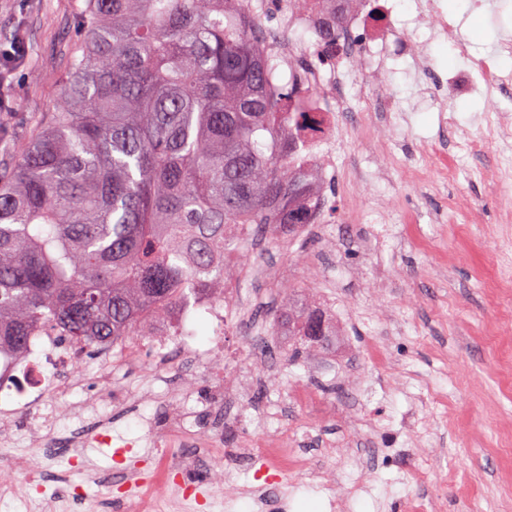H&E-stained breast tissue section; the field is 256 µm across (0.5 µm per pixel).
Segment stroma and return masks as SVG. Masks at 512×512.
<instances>
[{"label":"stroma","mask_w":512,"mask_h":512,"mask_svg":"<svg viewBox=\"0 0 512 512\" xmlns=\"http://www.w3.org/2000/svg\"><path fill=\"white\" fill-rule=\"evenodd\" d=\"M84 7L85 0H0V41L19 34L28 49L12 75L14 110L9 134L0 137V167L59 96ZM451 11L482 52L500 27L512 31V0L495 18L472 9L471 0H454ZM429 52L432 67L422 79L445 84L459 124L480 132L490 102L448 87L449 73L462 63L446 43H432ZM418 79L408 61L391 62L380 83L402 111L371 129L344 131L345 156L361 178L353 195L337 189L329 238L310 229L286 241L259 235L225 254L226 287H247L242 257L273 271L275 292L255 309L252 326L233 324L228 308L229 324L218 337L205 315L190 314L184 318L190 343L219 345L215 358L170 349L161 382L152 380L148 358L135 368H114L112 440L84 449L85 470L95 477L90 492L102 497L98 512H124L125 502L142 498L158 478L160 451L151 430L174 408L190 436L223 426L217 445L231 479H213L205 460L188 461L179 483L167 488L172 512H183L180 483L195 480L204 482L206 497L223 499L224 512H512V223L500 218L499 192L487 177L491 158H468L456 178L431 175L416 185L418 164L430 169L441 162L427 148L448 144L436 108L416 100ZM384 144L390 164L378 177L371 159ZM455 204L476 213L477 222L447 223ZM376 228L385 230L387 243L370 253L362 242ZM332 239L339 246L334 259L321 269L310 266L309 256ZM292 302L324 306L338 329L323 349L293 364L282 322ZM256 330L267 347V373L251 389L252 412L243 418L236 399L214 406L209 385L252 372ZM297 386L316 394L314 406L293 404ZM89 422L61 413L48 429L51 448L39 452L28 419L14 421L11 451L40 455L37 476L55 494L57 512H83L72 497L82 472L72 466L70 440ZM278 426L305 434L299 451L309 469L326 471L335 497L308 470L288 471L262 500L241 497L263 460L239 453L236 441Z\"/></svg>","instance_id":"35a3bbf8"}]
</instances>
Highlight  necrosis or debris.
Listing matches in <instances>:
<instances>
[{
  "instance_id": "1",
  "label": "necrosis or debris",
  "mask_w": 512,
  "mask_h": 512,
  "mask_svg": "<svg viewBox=\"0 0 512 512\" xmlns=\"http://www.w3.org/2000/svg\"><path fill=\"white\" fill-rule=\"evenodd\" d=\"M270 7L276 13V23L265 29L263 49L278 66V81L295 82L301 92L297 100L284 103L283 109L299 113L305 142L298 161L304 164L317 160L322 180L336 175L339 132L350 125L353 115H360L362 124L372 126L381 116L400 109L395 100L380 95L374 86L375 71L406 57L411 58L416 71H424L430 65L431 59L418 41V29H427L433 39L448 43L457 56L467 60L465 75L452 78L460 89L483 93L492 101L512 91V74L499 66L500 58L512 56V37H500L490 54L472 55L457 18L442 8L441 0H417L410 27L399 29L387 25L376 32L367 24L368 9L363 4L341 5L340 24L332 33L319 19L320 0H311L304 11L298 9L295 0H275ZM368 95L374 97L375 106L359 111V100ZM456 141L474 155L512 142V110L496 109L481 134L457 129ZM136 358L133 349L118 346L109 360L101 364L92 381L90 400L98 429L111 424V415L104 407L112 402L113 365L131 363ZM82 365V346L62 343L58 332L48 329L36 331L24 352L0 351L1 471L24 466L7 446L14 412L22 410L28 414L38 446L48 447L50 440L42 433L43 406L48 399H62L83 385ZM154 440L162 450L163 468L169 474H176L180 464L192 453L182 417L174 416L167 426L155 430ZM294 443V438L272 434L259 441H240L239 448L242 453L260 454L269 459L270 471L265 475V482L272 485L288 469L307 468L306 459L296 453Z\"/></svg>"
}]
</instances>
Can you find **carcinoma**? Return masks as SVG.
I'll list each match as a JSON object with an SVG mask.
<instances>
[{"mask_svg": "<svg viewBox=\"0 0 512 512\" xmlns=\"http://www.w3.org/2000/svg\"><path fill=\"white\" fill-rule=\"evenodd\" d=\"M248 0H86L63 91L0 169V349L42 326L84 349L144 336L224 296L245 224L292 234L325 201L299 166L302 127L276 111ZM329 325L288 307L302 348Z\"/></svg>", "mask_w": 512, "mask_h": 512, "instance_id": "1", "label": "carcinoma"}]
</instances>
